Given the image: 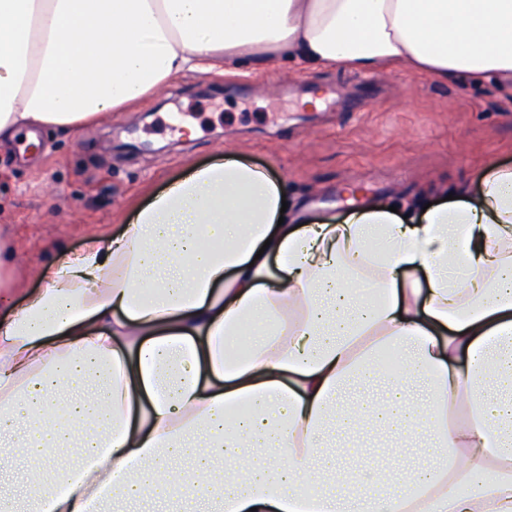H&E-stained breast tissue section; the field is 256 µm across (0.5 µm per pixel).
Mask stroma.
I'll return each instance as SVG.
<instances>
[{"mask_svg": "<svg viewBox=\"0 0 512 512\" xmlns=\"http://www.w3.org/2000/svg\"><path fill=\"white\" fill-rule=\"evenodd\" d=\"M311 93L321 108L304 105ZM40 142L32 164L0 151V246L20 268L115 232L132 205L229 151L339 218L371 200L422 206L477 191L488 164H512V87L404 69L186 73L133 111L74 136L46 129Z\"/></svg>", "mask_w": 512, "mask_h": 512, "instance_id": "obj_1", "label": "stroma"}]
</instances>
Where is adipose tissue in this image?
Returning a JSON list of instances; mask_svg holds the SVG:
<instances>
[{
    "label": "adipose tissue",
    "mask_w": 512,
    "mask_h": 512,
    "mask_svg": "<svg viewBox=\"0 0 512 512\" xmlns=\"http://www.w3.org/2000/svg\"><path fill=\"white\" fill-rule=\"evenodd\" d=\"M284 66L512 82V0H0V144L184 72ZM286 191L235 158L192 167L35 291L0 249V302L24 297L0 318V447L31 462L0 512H512V166L405 216ZM364 428L389 444L341 467L329 434ZM74 442L80 466L43 467Z\"/></svg>",
    "instance_id": "adipose-tissue-1"
}]
</instances>
